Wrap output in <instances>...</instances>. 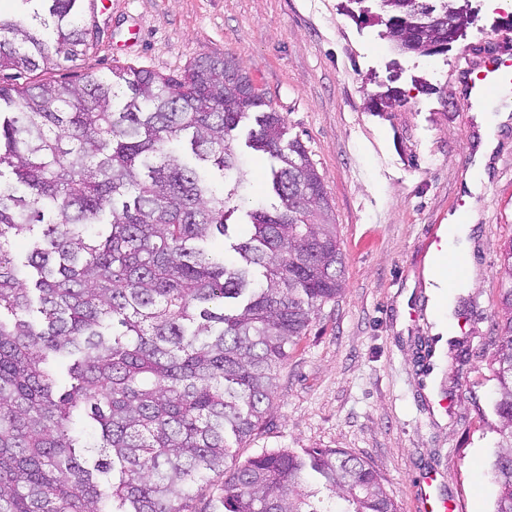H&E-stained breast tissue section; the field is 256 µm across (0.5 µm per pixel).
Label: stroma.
<instances>
[{
    "label": "stroma",
    "instance_id": "stroma-1",
    "mask_svg": "<svg viewBox=\"0 0 512 512\" xmlns=\"http://www.w3.org/2000/svg\"><path fill=\"white\" fill-rule=\"evenodd\" d=\"M473 21L445 50H397L380 0H112L81 22L95 50L27 81L81 84L86 72L128 65L181 74L202 54L230 56L280 112L289 138L322 177L345 255V292L326 304L280 372L267 418L234 446L237 461L264 451L336 448L366 461L400 512H416L421 474H442L463 512H493L487 466L489 360L498 320L499 246L512 235V118L499 127L480 193L465 179L481 143L460 99L463 76L484 53L512 47V0H469ZM140 40L131 43V29ZM389 107L379 100L390 93ZM248 181L230 218L246 236L245 199L272 202L269 164L246 147ZM476 212L463 256L475 282L459 294L466 354L439 346L435 298L423 270L434 228L458 208Z\"/></svg>",
    "mask_w": 512,
    "mask_h": 512
}]
</instances>
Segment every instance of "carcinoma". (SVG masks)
<instances>
[{
    "instance_id": "1",
    "label": "carcinoma",
    "mask_w": 512,
    "mask_h": 512,
    "mask_svg": "<svg viewBox=\"0 0 512 512\" xmlns=\"http://www.w3.org/2000/svg\"><path fill=\"white\" fill-rule=\"evenodd\" d=\"M19 2L32 14L0 15V512H195L211 473L224 474V512H399L340 449L226 467L270 411L290 351L344 291L323 179L281 113L259 111L250 77L207 54L177 77L115 67L78 86H19L93 47L80 0ZM380 2L406 49L419 0ZM246 119L278 203L246 210L237 238L227 203L244 181ZM217 235L221 255L204 247ZM20 237L23 261L6 249ZM500 253L488 477L494 512H512V238Z\"/></svg>"
}]
</instances>
